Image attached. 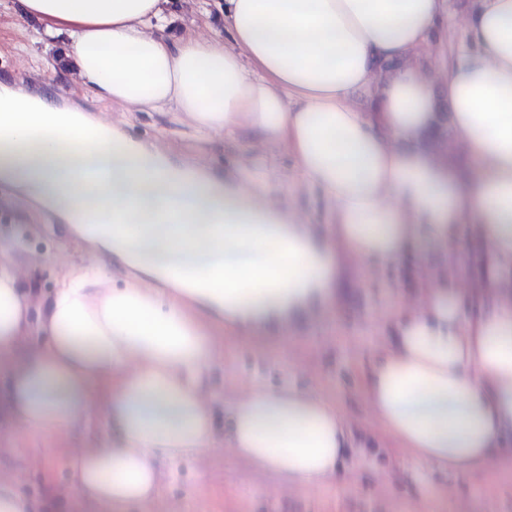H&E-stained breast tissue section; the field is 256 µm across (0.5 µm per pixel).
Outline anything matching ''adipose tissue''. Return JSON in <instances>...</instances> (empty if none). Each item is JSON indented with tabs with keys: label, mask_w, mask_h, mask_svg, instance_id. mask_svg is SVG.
<instances>
[{
	"label": "adipose tissue",
	"mask_w": 512,
	"mask_h": 512,
	"mask_svg": "<svg viewBox=\"0 0 512 512\" xmlns=\"http://www.w3.org/2000/svg\"><path fill=\"white\" fill-rule=\"evenodd\" d=\"M14 2L48 36L67 37L80 88L100 101L288 148L298 184L322 192L332 221L318 229L267 206L234 176H178L138 147L137 165L113 161L87 182L74 164L110 126L45 96L0 91V181L143 272L120 288L75 272L44 297L0 260V352L19 355L8 421L65 437L110 430L103 447L62 465L72 493L113 507L150 503L166 468L222 440L290 488L335 480L350 434L317 392L254 386L219 437L211 340L147 278L160 276V260L190 256L204 282L185 297L231 323L294 322L332 303L342 256L392 261L419 237L444 248L472 220L486 246L484 285L512 288V0H478L465 20L475 47L451 59L443 80L451 129L478 170L465 181L438 158V96L409 61L445 0H224V42L172 40L169 0ZM369 88L366 113L352 97ZM147 217L169 230L144 256L115 246ZM362 393L423 464L476 478L494 470L512 440V302L469 312L458 290L431 282L368 363Z\"/></svg>",
	"instance_id": "ef3b65f1"
}]
</instances>
